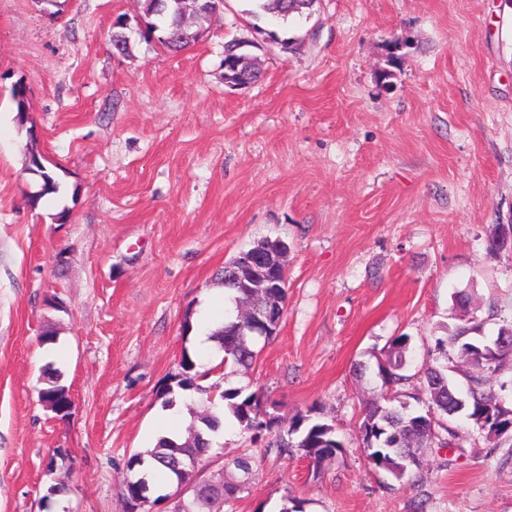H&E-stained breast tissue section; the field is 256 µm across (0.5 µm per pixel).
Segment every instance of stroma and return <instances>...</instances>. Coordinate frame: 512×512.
I'll list each match as a JSON object with an SVG mask.
<instances>
[{
    "label": "stroma",
    "instance_id": "stroma-1",
    "mask_svg": "<svg viewBox=\"0 0 512 512\" xmlns=\"http://www.w3.org/2000/svg\"><path fill=\"white\" fill-rule=\"evenodd\" d=\"M140 7L67 0L56 16L0 0V512H126L129 453L175 415L191 425L184 404L162 406L186 352L196 406L217 386L261 393L282 425L309 410L345 445L316 469L225 416L204 472L240 479L250 455L233 512H280L288 496L305 512H512L511 437L458 418V446L429 449L414 487L369 470L359 432L395 336L410 338L413 374L456 325L457 292L486 335L512 320V250L487 249L512 222V0H319L288 25L297 49H252L261 78L235 90L224 44L251 35L243 0L175 54L140 40ZM32 148L60 184L35 207ZM265 238L288 245V296L243 371L197 353L186 326ZM54 378L72 397L64 417L39 398Z\"/></svg>",
    "mask_w": 512,
    "mask_h": 512
}]
</instances>
